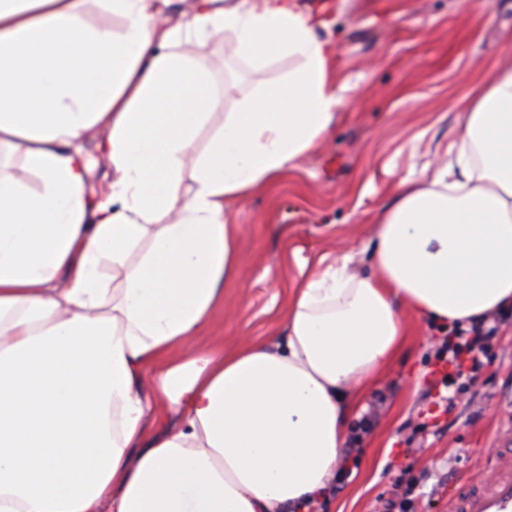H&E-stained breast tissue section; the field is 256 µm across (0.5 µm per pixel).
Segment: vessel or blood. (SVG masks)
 <instances>
[{
    "mask_svg": "<svg viewBox=\"0 0 512 512\" xmlns=\"http://www.w3.org/2000/svg\"><path fill=\"white\" fill-rule=\"evenodd\" d=\"M493 474L448 494V512H512V436L498 449Z\"/></svg>",
    "mask_w": 512,
    "mask_h": 512,
    "instance_id": "b4317fda",
    "label": "vessel or blood"
}]
</instances>
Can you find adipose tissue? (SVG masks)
<instances>
[{
  "mask_svg": "<svg viewBox=\"0 0 512 512\" xmlns=\"http://www.w3.org/2000/svg\"><path fill=\"white\" fill-rule=\"evenodd\" d=\"M89 1L0 0V153L21 167L0 163V512H292L324 497L343 404L402 346L405 312L466 327L512 308V66L474 90L447 164L382 211L370 274L336 257L274 341L201 350L239 275L224 212L328 134L336 49L298 0H198L175 22L168 0H97L117 31ZM223 34L242 60L299 66L201 152ZM98 133L87 134L83 143L84 150L92 161V169L87 183V191L101 195L111 179V171L97 152Z\"/></svg>",
  "mask_w": 512,
  "mask_h": 512,
  "instance_id": "obj_1",
  "label": "adipose tissue"
}]
</instances>
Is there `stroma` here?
<instances>
[{
    "label": "stroma",
    "mask_w": 512,
    "mask_h": 512,
    "mask_svg": "<svg viewBox=\"0 0 512 512\" xmlns=\"http://www.w3.org/2000/svg\"><path fill=\"white\" fill-rule=\"evenodd\" d=\"M324 9L320 39L336 48L333 76L343 101L329 135L273 186L231 205L240 225L241 276L198 338L204 346L268 339L297 281L325 255L353 252L369 269L374 218L402 182L431 178L461 134L459 114L489 70L512 64V0H302ZM210 62L221 101L199 144L225 113L287 78L288 58L238 62L218 38ZM409 334L378 381L349 412L359 463L330 495L325 512H379L402 469L420 481L409 512H448V493L487 476V457L512 430V318L501 324L470 392L439 430L413 436L425 408L438 329L410 319ZM414 437L405 447L406 437Z\"/></svg>",
    "instance_id": "1"
}]
</instances>
